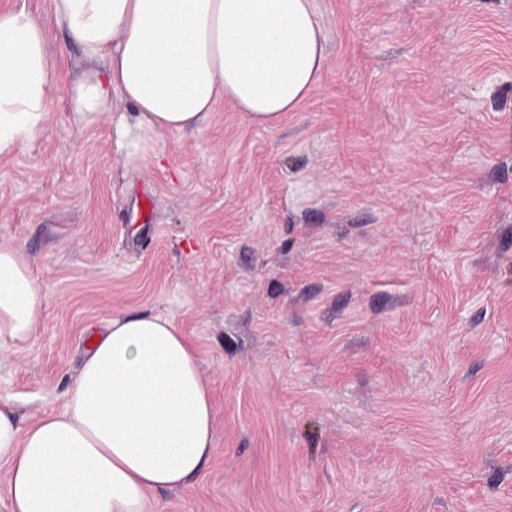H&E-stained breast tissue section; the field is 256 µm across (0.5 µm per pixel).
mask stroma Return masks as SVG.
<instances>
[{
	"instance_id": "35a3bbf8",
	"label": "stroma",
	"mask_w": 512,
	"mask_h": 512,
	"mask_svg": "<svg viewBox=\"0 0 512 512\" xmlns=\"http://www.w3.org/2000/svg\"><path fill=\"white\" fill-rule=\"evenodd\" d=\"M326 70L274 127L157 134L47 29L44 129L0 157V241L47 303L0 362L61 409L117 314L196 347L213 448L152 512H512V0H316Z\"/></svg>"
}]
</instances>
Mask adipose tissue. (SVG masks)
Returning <instances> with one entry per match:
<instances>
[{
  "instance_id": "obj_1",
  "label": "adipose tissue",
  "mask_w": 512,
  "mask_h": 512,
  "mask_svg": "<svg viewBox=\"0 0 512 512\" xmlns=\"http://www.w3.org/2000/svg\"><path fill=\"white\" fill-rule=\"evenodd\" d=\"M52 19L88 61L66 91L97 122L120 95L148 127H195L218 101L274 125L326 67L315 0H52ZM53 79L44 21L0 11V156L43 129ZM46 306L20 249L0 242V355L28 341ZM214 409L194 347L161 317L119 315L96 334L64 407L21 424L0 396V469L10 512H147V495L197 474Z\"/></svg>"
}]
</instances>
